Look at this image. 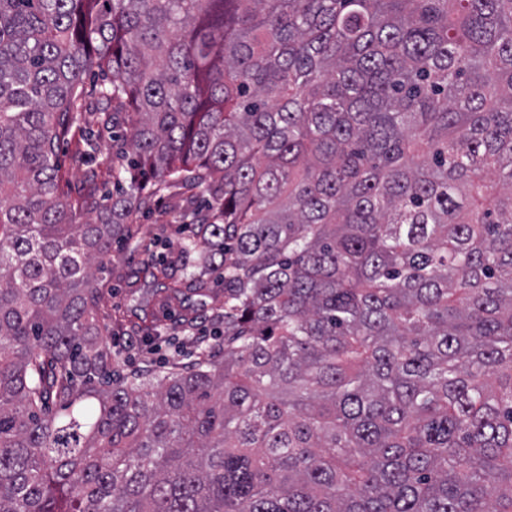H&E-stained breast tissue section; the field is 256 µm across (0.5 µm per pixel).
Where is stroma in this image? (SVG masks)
Segmentation results:
<instances>
[{"instance_id":"1","label":"stroma","mask_w":512,"mask_h":512,"mask_svg":"<svg viewBox=\"0 0 512 512\" xmlns=\"http://www.w3.org/2000/svg\"><path fill=\"white\" fill-rule=\"evenodd\" d=\"M103 113H84L73 137L62 142L58 161L64 179L60 192L72 199L92 198L102 201L112 191V166L123 160L129 149L125 134L128 123H120L113 134L101 133ZM95 138L97 151L89 164L75 162L74 152L79 139ZM190 189L182 188L176 194L152 200L149 209L143 210L135 224L139 229L136 237L113 243L110 260L97 274L103 290L100 307L117 316L122 326L113 340L122 357L121 373L150 366L154 370L169 368L178 354L179 341L174 334L173 321L168 312H159L155 329L142 331L133 316L132 294L142 286L137 270L149 257L159 255L153 244L160 238L167 244H175L181 237V226L191 223V216L181 212L178 203L189 197Z\"/></svg>"}]
</instances>
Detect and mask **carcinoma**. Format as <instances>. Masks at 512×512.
I'll list each match as a JSON object with an SVG mask.
<instances>
[{"instance_id":"1","label":"carcinoma","mask_w":512,"mask_h":512,"mask_svg":"<svg viewBox=\"0 0 512 512\" xmlns=\"http://www.w3.org/2000/svg\"><path fill=\"white\" fill-rule=\"evenodd\" d=\"M94 67L132 153L78 224ZM179 186L134 316L194 362L100 383ZM0 512H512V0H0ZM193 191L181 188L175 195H164L161 200L154 198L149 209L143 210L133 221L139 227V234L133 239L112 243L110 262L97 272V279L104 292L100 299V308L122 319V328L115 330L113 346L121 351L122 366L120 374L149 365L153 370L168 369L171 361L179 354L180 345L177 336L181 333L173 330V321L167 311H159L154 331L147 333L138 326L133 317L131 295L139 294L142 283L137 278V270L147 261L160 253H168L167 246L176 244L183 236V223L192 224L191 216L184 214V207L177 204L189 197ZM162 238L166 246L154 247L153 240ZM151 336V339L145 336Z\"/></svg>"}]
</instances>
